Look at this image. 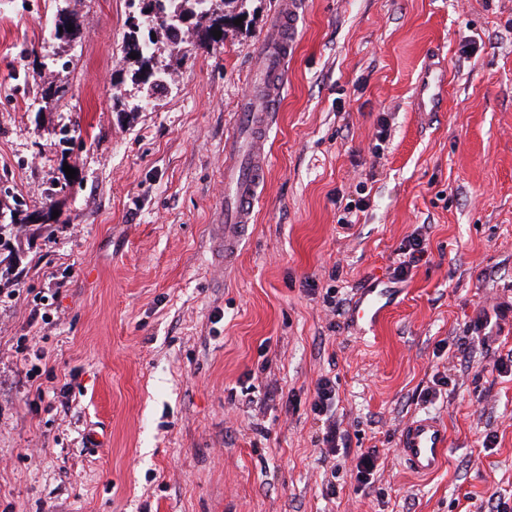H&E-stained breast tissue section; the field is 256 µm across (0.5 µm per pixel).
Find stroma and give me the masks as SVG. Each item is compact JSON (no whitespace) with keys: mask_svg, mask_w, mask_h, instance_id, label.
<instances>
[{"mask_svg":"<svg viewBox=\"0 0 512 512\" xmlns=\"http://www.w3.org/2000/svg\"><path fill=\"white\" fill-rule=\"evenodd\" d=\"M281 2L248 0L213 48L158 37L169 91L128 85L120 109L130 0H0V205L35 209L52 188L59 212L0 277V512H490L512 493V375L482 370L512 351V0H300L266 181L228 265L224 138ZM64 8L70 45L51 35ZM433 51L446 108L417 112ZM54 58L72 88L46 109ZM340 192L368 203L348 230ZM421 229L427 255L396 281ZM378 283L392 300L367 332L323 302ZM323 375L352 453L384 461L372 487L345 469L326 493ZM417 414L448 426L424 477L397 451Z\"/></svg>","mask_w":512,"mask_h":512,"instance_id":"1","label":"stroma"}]
</instances>
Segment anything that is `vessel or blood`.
Masks as SVG:
<instances>
[{"mask_svg": "<svg viewBox=\"0 0 512 512\" xmlns=\"http://www.w3.org/2000/svg\"><path fill=\"white\" fill-rule=\"evenodd\" d=\"M295 0L279 9L272 27L258 46L251 71L252 84L264 87L262 96L241 100L234 114L231 134L224 140V259L232 261L240 239L253 221L257 190L269 162L265 144L275 123L279 100L297 34ZM438 78L423 70L417 86V109L436 112L442 106ZM388 291L375 286L361 292L356 315L376 324L387 307ZM448 452V429L439 417L422 414L409 419L400 429L399 456L411 472L427 476L443 465Z\"/></svg>", "mask_w": 512, "mask_h": 512, "instance_id": "1", "label": "vessel or blood"}]
</instances>
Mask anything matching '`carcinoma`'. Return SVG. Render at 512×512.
<instances>
[{"instance_id": "obj_1", "label": "carcinoma", "mask_w": 512, "mask_h": 512, "mask_svg": "<svg viewBox=\"0 0 512 512\" xmlns=\"http://www.w3.org/2000/svg\"><path fill=\"white\" fill-rule=\"evenodd\" d=\"M243 0H148V9L140 19V25L131 28L124 47L125 58L135 55L136 69L131 79L143 83L146 90L153 94L165 92L171 83V73L167 70H156L152 65L154 59V42L150 33L155 29L163 31L172 49L185 54L187 40L184 21L195 20L193 34L196 36V46L209 48L224 44V38H215L213 31H224V27L241 16L237 12L238 4ZM73 31H67L69 26ZM80 24L77 19L65 13H59L54 24V37L60 42L71 44L76 41ZM51 66L52 78L48 85L42 87L41 100L45 106H52L66 97L70 91L66 69L68 63L56 66L55 61L42 63Z\"/></svg>"}]
</instances>
